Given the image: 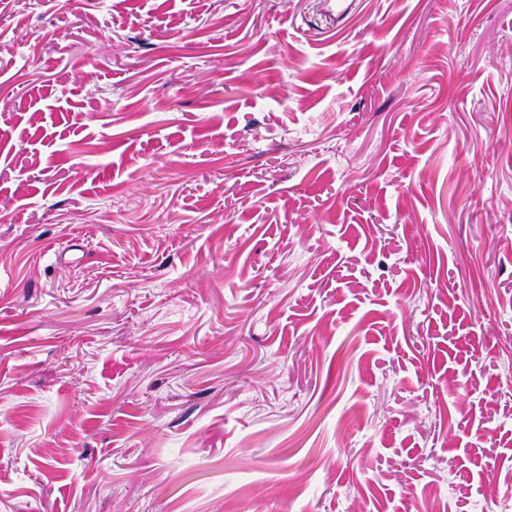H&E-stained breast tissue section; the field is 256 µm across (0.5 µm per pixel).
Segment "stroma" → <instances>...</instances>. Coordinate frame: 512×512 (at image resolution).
<instances>
[{"label":"stroma","mask_w":512,"mask_h":512,"mask_svg":"<svg viewBox=\"0 0 512 512\" xmlns=\"http://www.w3.org/2000/svg\"><path fill=\"white\" fill-rule=\"evenodd\" d=\"M0 512H512V0H0Z\"/></svg>","instance_id":"35a3bbf8"}]
</instances>
